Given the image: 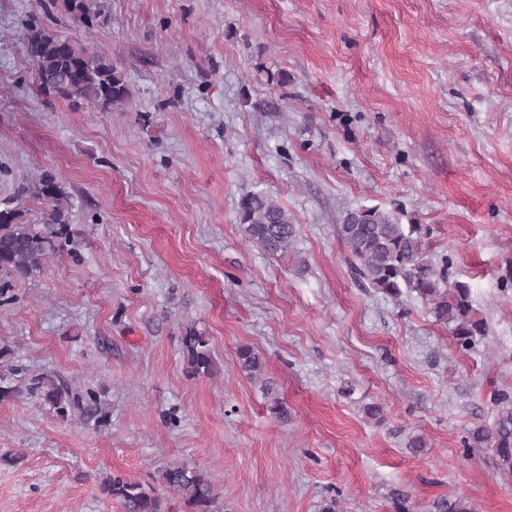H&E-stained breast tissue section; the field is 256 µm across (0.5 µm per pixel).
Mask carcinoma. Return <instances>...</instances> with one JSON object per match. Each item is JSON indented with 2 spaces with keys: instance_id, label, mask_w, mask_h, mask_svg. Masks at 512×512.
I'll use <instances>...</instances> for the list:
<instances>
[{
  "instance_id": "cac0c4a2",
  "label": "carcinoma",
  "mask_w": 512,
  "mask_h": 512,
  "mask_svg": "<svg viewBox=\"0 0 512 512\" xmlns=\"http://www.w3.org/2000/svg\"><path fill=\"white\" fill-rule=\"evenodd\" d=\"M53 4L72 24L82 27L92 26L102 13L96 0H53ZM29 51L38 86L46 95L103 107L123 103L130 96L125 74L111 59L76 40L35 28ZM19 194L40 208L33 211L10 202L0 206V300L6 302L11 301L9 292L15 282L38 277L49 252L62 250L71 241L68 196L56 173H41L22 186ZM238 220L248 237L271 255L288 252L296 236L292 215L262 191L241 196ZM338 233L356 261L359 274L376 291L394 299L416 294L431 305L430 312L437 321L453 330L456 344L463 349L485 335L469 284L450 280L449 259L435 264L428 258L429 227L402 224L388 210L362 206L345 213ZM182 348L187 378L212 374L215 362L206 337L189 331L182 337ZM237 358L249 378H259L264 365L261 354L243 346ZM22 372L14 364L0 368V401L15 395L16 388L9 380ZM262 389L270 401V412L285 416L287 410L272 382H262ZM27 390L62 418L76 411L97 429L110 425V412L90 389L77 392L56 375L39 374L28 380ZM496 403L502 408L494 425L474 429L468 445H491L498 457V469L512 474V397L503 393ZM101 488L105 496L120 501L125 512H170L169 499L161 493L163 488L177 493L186 512H224L221 494L211 480L201 469L184 462L162 466L156 486L114 474L103 479Z\"/></svg>"
}]
</instances>
